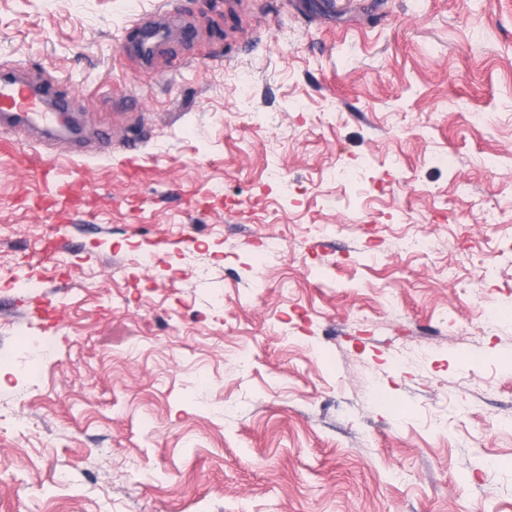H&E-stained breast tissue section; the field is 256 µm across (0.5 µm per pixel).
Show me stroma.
Returning a JSON list of instances; mask_svg holds the SVG:
<instances>
[{
    "label": "stroma",
    "mask_w": 512,
    "mask_h": 512,
    "mask_svg": "<svg viewBox=\"0 0 512 512\" xmlns=\"http://www.w3.org/2000/svg\"><path fill=\"white\" fill-rule=\"evenodd\" d=\"M301 2L175 0L142 73L156 0H0L152 133L0 148V512H512V0ZM171 0H164L154 11L151 17L139 18L132 24V29L138 32H151L156 35L155 40L148 47L138 50V58L143 66H148L154 57L156 50V40L162 35L172 37L174 35H190L188 26H182L179 29L173 28L171 21L178 17L176 11L172 8ZM124 112H113L112 114V134L109 139L114 145H122L125 152L136 154L140 151L142 146L147 142L144 135L134 133L131 128L126 129L124 122Z\"/></svg>",
    "instance_id": "obj_1"
}]
</instances>
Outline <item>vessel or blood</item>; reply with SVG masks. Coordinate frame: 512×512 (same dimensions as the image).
I'll list each match as a JSON object with an SVG mask.
<instances>
[{
    "instance_id": "obj_1",
    "label": "vessel or blood",
    "mask_w": 512,
    "mask_h": 512,
    "mask_svg": "<svg viewBox=\"0 0 512 512\" xmlns=\"http://www.w3.org/2000/svg\"><path fill=\"white\" fill-rule=\"evenodd\" d=\"M177 13L172 0H162L147 18L137 19L132 28L158 36L188 35V27L173 28ZM25 133L30 142L67 145L72 155H84L89 143L101 136L100 127L86 124L70 112L65 101L54 95L52 80H31L25 68L18 67L0 75V134ZM113 144L135 154L146 142L144 135L126 127L123 113L112 115Z\"/></svg>"
}]
</instances>
